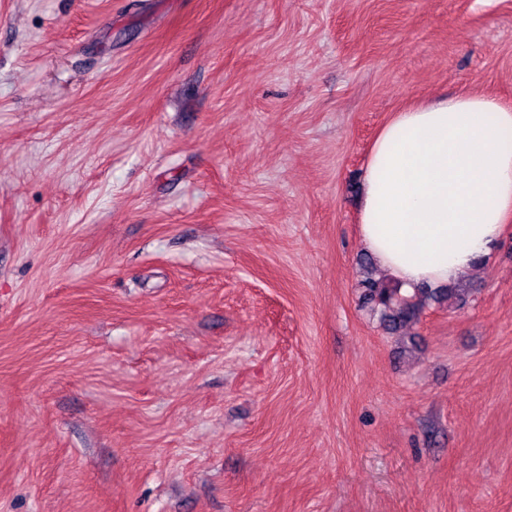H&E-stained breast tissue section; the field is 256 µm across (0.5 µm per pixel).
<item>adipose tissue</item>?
Segmentation results:
<instances>
[{"mask_svg": "<svg viewBox=\"0 0 512 512\" xmlns=\"http://www.w3.org/2000/svg\"><path fill=\"white\" fill-rule=\"evenodd\" d=\"M512 222V107L470 93L394 113L364 171L359 236L403 293L490 261Z\"/></svg>", "mask_w": 512, "mask_h": 512, "instance_id": "ef3b65f1", "label": "adipose tissue"}]
</instances>
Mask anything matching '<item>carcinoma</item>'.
<instances>
[{
    "mask_svg": "<svg viewBox=\"0 0 512 512\" xmlns=\"http://www.w3.org/2000/svg\"><path fill=\"white\" fill-rule=\"evenodd\" d=\"M363 284L367 303L379 312L383 325L393 333L416 323L422 309L429 301L438 304L451 299L465 301L466 289L457 285L446 288L424 285L416 289L413 295L404 296L393 282H380L367 276Z\"/></svg>",
    "mask_w": 512,
    "mask_h": 512,
    "instance_id": "cac0c4a2",
    "label": "carcinoma"
}]
</instances>
